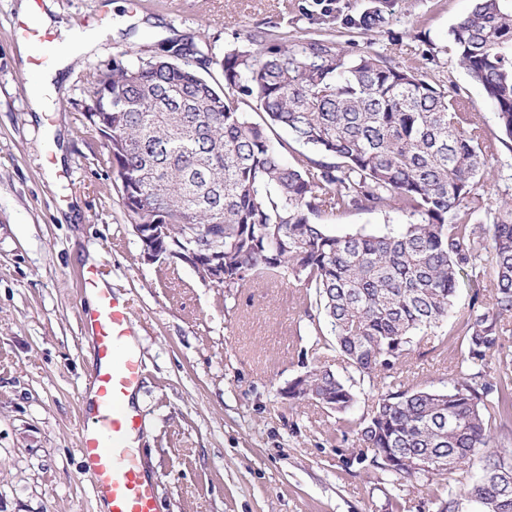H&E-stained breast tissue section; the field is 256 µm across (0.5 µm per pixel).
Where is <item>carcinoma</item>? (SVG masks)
<instances>
[{"mask_svg":"<svg viewBox=\"0 0 512 512\" xmlns=\"http://www.w3.org/2000/svg\"><path fill=\"white\" fill-rule=\"evenodd\" d=\"M450 36L512 142V4L471 0ZM251 42L221 56L174 44L89 75L81 112L108 148L127 222L157 225L160 249L221 243L219 287L300 283L320 319L317 349L329 341L352 375L316 365L288 399L336 414V432L370 451L361 459L399 479L443 476L486 451L483 480L463 493L482 512H512V462L488 451L502 400L489 364L512 318V209L487 223L468 206L494 177L479 127L446 93L380 57H353L333 40L276 43L262 31ZM268 129L288 139L275 145ZM293 143L312 152L290 162ZM392 205L410 217L397 231L338 234L319 222ZM462 286L471 291L466 368L451 388L389 389L351 417L357 384L374 382L417 337L438 335ZM420 456L443 467L406 464Z\"/></svg>","mask_w":512,"mask_h":512,"instance_id":"obj_1","label":"carcinoma"}]
</instances>
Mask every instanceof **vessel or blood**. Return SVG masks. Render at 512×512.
<instances>
[{
	"instance_id": "obj_1",
	"label": "vessel or blood",
	"mask_w": 512,
	"mask_h": 512,
	"mask_svg": "<svg viewBox=\"0 0 512 512\" xmlns=\"http://www.w3.org/2000/svg\"><path fill=\"white\" fill-rule=\"evenodd\" d=\"M79 287L96 298L81 314L95 353L94 369L79 399L82 469L107 512H159L158 482L132 446L143 429L133 398L143 384L144 363L131 306L103 287L96 267L81 271Z\"/></svg>"
}]
</instances>
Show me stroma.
Here are the masks:
<instances>
[{
    "label": "stroma",
    "instance_id": "1",
    "mask_svg": "<svg viewBox=\"0 0 512 512\" xmlns=\"http://www.w3.org/2000/svg\"><path fill=\"white\" fill-rule=\"evenodd\" d=\"M61 26L47 29L49 55L91 22L96 45L72 56L45 89L22 57L20 0H0V512H101L80 471L79 397L92 372L77 274L101 268L129 299L145 362L140 448L158 478L161 512H439L427 478L398 480L359 461L336 417L283 394L335 350L314 352L306 290L289 281L227 290L178 258H144L128 224L107 149L80 112L86 75L123 52L144 57L169 42L245 49L264 31L298 43L330 37L352 55L372 54L412 69L469 113L488 147L495 179L479 191L490 212L512 207V150L500 141L493 105L471 82L448 36L470 0H36ZM380 8L384 24L353 21ZM397 209L336 219L343 233L399 229ZM469 291L457 292L441 331L423 339L365 390L447 389L461 361L457 337Z\"/></svg>",
    "mask_w": 512,
    "mask_h": 512
}]
</instances>
